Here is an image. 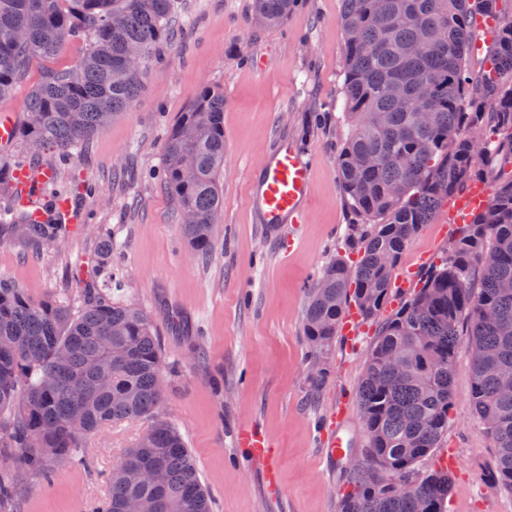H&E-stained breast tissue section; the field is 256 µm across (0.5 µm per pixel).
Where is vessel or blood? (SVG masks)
I'll use <instances>...</instances> for the list:
<instances>
[{
	"mask_svg": "<svg viewBox=\"0 0 512 512\" xmlns=\"http://www.w3.org/2000/svg\"><path fill=\"white\" fill-rule=\"evenodd\" d=\"M55 179L54 168L44 166L34 168L26 164L14 170V184L19 191L22 204L27 207L32 221L42 219V212L36 203L39 190ZM310 188V166L303 160L299 151L285 141L275 142L272 158L262 169L256 186L254 204L263 224L274 228L282 220L300 221L302 203ZM489 203V192L484 184H471L466 192L448 206L450 219L464 222L473 213L485 208ZM344 409H337L327 431L324 445L328 456L341 457L350 441L340 431Z\"/></svg>",
	"mask_w": 512,
	"mask_h": 512,
	"instance_id": "vessel-or-blood-1",
	"label": "vessel or blood"
}]
</instances>
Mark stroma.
I'll return each mask as SVG.
<instances>
[{"label":"stroma","instance_id":"1","mask_svg":"<svg viewBox=\"0 0 512 512\" xmlns=\"http://www.w3.org/2000/svg\"><path fill=\"white\" fill-rule=\"evenodd\" d=\"M254 0H176L170 37L147 63L145 89L132 108L95 133L81 151L32 154L21 142L0 148V169L54 165L56 185L81 228L60 246L17 241L0 246V277L34 299L63 291L79 296L77 274L93 259L92 227L111 226L112 298L146 312L163 353L159 415L182 435L211 495L213 512H340L346 462L329 464L318 431L346 402L349 456L365 437L355 393L374 328L337 334L317 371L303 334L307 293L333 258L356 261L346 237L356 216L338 181L346 42L342 0H296L284 23H254ZM82 42L49 61H33L0 113L24 115L30 87L46 69L73 67ZM206 87L224 94V208L209 253L193 252L162 180L165 141ZM310 160V199L302 223L270 239L250 204L251 176L276 138ZM445 210L423 225L398 268L426 273L455 229ZM471 356L461 337L454 363L448 430L435 458L452 472L447 512H512V491L496 474V450L474 420ZM124 422L92 437L87 465L54 464L50 478L0 462L19 493L13 512H90L107 491V475L149 427ZM263 437L276 454L277 479L247 463L238 430Z\"/></svg>","mask_w":512,"mask_h":512}]
</instances>
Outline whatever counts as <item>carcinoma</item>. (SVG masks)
I'll list each match as a JSON object with an SVG mask.
<instances>
[{
    "instance_id": "obj_1",
    "label": "carcinoma",
    "mask_w": 512,
    "mask_h": 512,
    "mask_svg": "<svg viewBox=\"0 0 512 512\" xmlns=\"http://www.w3.org/2000/svg\"><path fill=\"white\" fill-rule=\"evenodd\" d=\"M294 0H255V22L282 23ZM499 0H343L346 36L339 183L362 223L348 246L356 265L329 260L308 292L304 337L328 348L349 303L377 322L356 397L366 438L361 466L346 470L342 512H446L448 472H421L448 429L454 359L467 323L473 416L496 448L501 483L512 490V13ZM174 0H0V97L32 60H50L79 39L72 68L47 70L32 85L17 131L29 149L67 155L127 110L144 89L143 62L168 38ZM498 26L472 67L475 19ZM431 112L417 119L418 103ZM224 93L205 88L164 145L163 174L190 248L206 254L224 204ZM492 179L489 205L442 250L413 296L386 312L395 270L420 227L469 183ZM59 208L45 222L0 207V245L59 243ZM97 275L81 304L68 292L30 298L0 278V459L36 473L48 462L85 463L88 438L114 422L152 420L112 468L108 498L92 512H124L131 499L154 512H211L194 458L158 416L162 348L151 317L112 300V228L96 227ZM124 349L116 359L112 352ZM397 358L409 368L391 370ZM109 384L99 382L101 375ZM156 472L139 481L135 473ZM13 484L0 477V512H12Z\"/></svg>"
}]
</instances>
